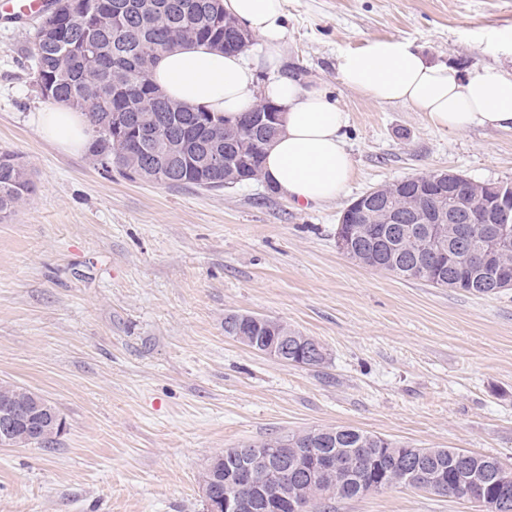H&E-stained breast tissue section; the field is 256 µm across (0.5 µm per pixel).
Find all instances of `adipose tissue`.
<instances>
[{
	"label": "adipose tissue",
	"mask_w": 512,
	"mask_h": 512,
	"mask_svg": "<svg viewBox=\"0 0 512 512\" xmlns=\"http://www.w3.org/2000/svg\"><path fill=\"white\" fill-rule=\"evenodd\" d=\"M285 0H224V10L260 41L252 60L191 44L160 53L150 68L166 98L203 106L236 123L258 98L283 110L284 130L268 148L263 171L277 191L295 202L322 203L339 198L353 175L344 141L347 115L323 88L306 87L279 75L286 37ZM274 79L258 85L259 71ZM340 79L384 106L403 105L425 113L442 132L474 128H512V73L496 68L463 74L429 62L412 44L373 39L336 60ZM32 122L47 141L79 151L90 134L84 116L66 106L36 113Z\"/></svg>",
	"instance_id": "obj_1"
}]
</instances>
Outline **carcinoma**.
<instances>
[{
	"label": "carcinoma",
	"mask_w": 512,
	"mask_h": 512,
	"mask_svg": "<svg viewBox=\"0 0 512 512\" xmlns=\"http://www.w3.org/2000/svg\"><path fill=\"white\" fill-rule=\"evenodd\" d=\"M84 8L73 13L69 0H55V7L34 28L31 75L41 97L52 104H64L85 114L92 141L89 153L105 171L119 169L130 179L169 187L193 185L219 190L263 178L262 162L267 148L277 137L273 127L260 126L251 116L267 111L270 103L261 101L242 113L233 127L224 118L203 108L169 101L152 83L149 70L158 54L185 44L227 43L229 52L249 46L236 39L235 19L224 14L223 0H84ZM67 41H56L58 31ZM213 151L224 154L225 163L206 166L205 156ZM33 192L25 165L15 153L0 152V213L17 210ZM390 208L384 212L410 213L424 203L431 209L448 204V186L423 201L416 184L398 181L380 187L378 193ZM462 225H447L446 243L432 256L433 266L442 269V288H460L482 294L487 285L479 278L457 283L452 257L461 254ZM365 225L343 224L336 236L354 235L352 248L344 255L357 264L387 272L403 280H426L415 269L414 256L427 250L424 240L407 235L390 250H383L363 239ZM251 314L230 312L224 317V334L236 337L240 328L250 327L253 336L302 334L288 324L268 318L249 326ZM35 392L15 382L0 381V405L25 406L33 403ZM57 424L38 420L32 426L21 424L8 436L11 448H51L57 442ZM288 440L310 455L288 460V471L299 490L302 512H326L327 502L361 496L360 487L378 478L381 492L405 486L441 495L464 498L471 486L457 478V461L480 480L478 491L496 492L498 458L461 448H434L419 461L426 468H440L448 476L442 485L419 482L405 445L353 427L318 428L290 433ZM336 451L339 474L336 481L323 482L314 475V463L324 454ZM238 456L213 455L199 474V483L224 486V476L238 469Z\"/></svg>",
	"instance_id": "1"
}]
</instances>
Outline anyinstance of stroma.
<instances>
[{
  "label": "stroma",
  "mask_w": 512,
  "mask_h": 512,
  "mask_svg": "<svg viewBox=\"0 0 512 512\" xmlns=\"http://www.w3.org/2000/svg\"><path fill=\"white\" fill-rule=\"evenodd\" d=\"M278 73L321 86L349 120L346 193L294 204L129 180L43 140L31 78L36 19L0 14V151L34 191L0 219V379L64 420L54 449L0 447V512H204L198 475L227 448L350 426L512 466V289L478 295L362 267L336 246L349 203L436 170L512 182V130H435L350 89L336 59L371 39L431 61L512 72V0H285ZM318 340L320 366L282 363L224 333L226 313ZM330 512H478L415 488Z\"/></svg>",
  "instance_id": "1"
}]
</instances>
